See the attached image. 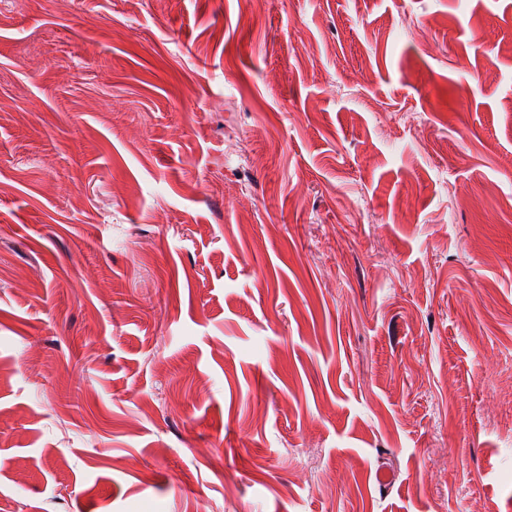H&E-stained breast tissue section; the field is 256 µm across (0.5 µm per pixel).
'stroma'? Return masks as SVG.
<instances>
[{"label": "stroma", "mask_w": 512, "mask_h": 512, "mask_svg": "<svg viewBox=\"0 0 512 512\" xmlns=\"http://www.w3.org/2000/svg\"><path fill=\"white\" fill-rule=\"evenodd\" d=\"M0 512H512V0H0Z\"/></svg>", "instance_id": "obj_1"}]
</instances>
